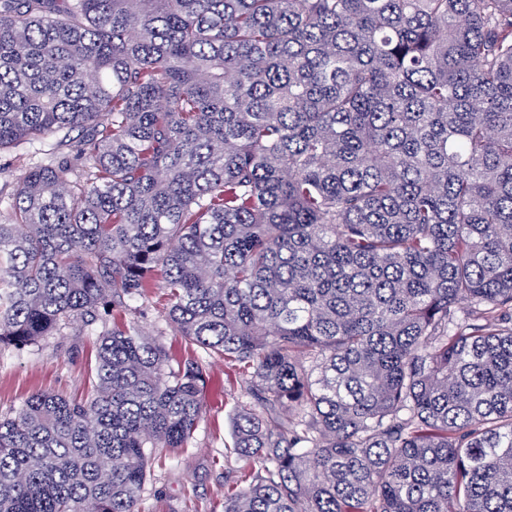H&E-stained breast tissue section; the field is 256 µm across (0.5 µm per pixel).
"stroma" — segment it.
I'll list each match as a JSON object with an SVG mask.
<instances>
[{
	"label": "stroma",
	"instance_id": "1",
	"mask_svg": "<svg viewBox=\"0 0 512 512\" xmlns=\"http://www.w3.org/2000/svg\"><path fill=\"white\" fill-rule=\"evenodd\" d=\"M55 146L74 168H81L75 145L59 146L54 137L44 143L23 141L0 151V219L7 218L13 193L33 162ZM125 317L170 353H184L185 341L166 318L160 290L131 301ZM111 325V310L102 308L95 323L73 322L62 335L49 337L39 347L0 349V414L17 409L38 391L81 395L97 338ZM198 358L205 375L203 418L189 447L153 459L138 512H224L225 476L239 467L232 451L233 419L246 398L237 366L204 352Z\"/></svg>",
	"mask_w": 512,
	"mask_h": 512
}]
</instances>
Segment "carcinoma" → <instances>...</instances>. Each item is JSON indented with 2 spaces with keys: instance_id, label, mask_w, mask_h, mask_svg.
<instances>
[{
  "instance_id": "carcinoma-1",
  "label": "carcinoma",
  "mask_w": 512,
  "mask_h": 512,
  "mask_svg": "<svg viewBox=\"0 0 512 512\" xmlns=\"http://www.w3.org/2000/svg\"><path fill=\"white\" fill-rule=\"evenodd\" d=\"M0 347L161 290L238 366L224 512H512V0H0ZM467 307H462V304ZM0 417V512H138L202 367L116 316ZM62 135L51 137L45 143L21 141L0 152V219L8 217L15 189L33 162L44 156L41 153H48L45 151L55 147V151L64 154L74 168L81 169L82 160L79 159L75 147L77 143L58 146L57 138Z\"/></svg>"
}]
</instances>
